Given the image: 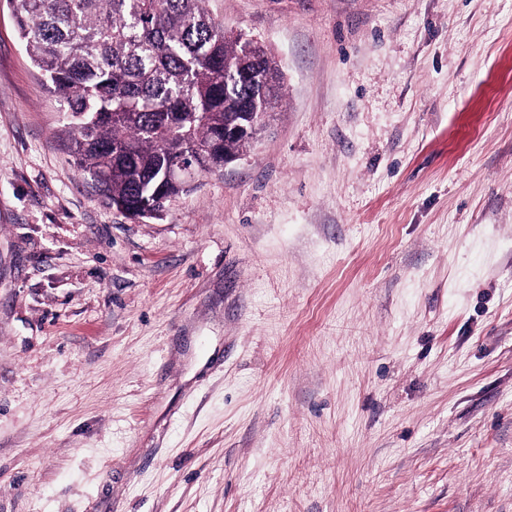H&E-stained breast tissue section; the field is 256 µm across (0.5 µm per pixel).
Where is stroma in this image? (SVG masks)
I'll return each instance as SVG.
<instances>
[{"label":"stroma","instance_id":"35a3bbf8","mask_svg":"<svg viewBox=\"0 0 512 512\" xmlns=\"http://www.w3.org/2000/svg\"><path fill=\"white\" fill-rule=\"evenodd\" d=\"M284 97L117 211L0 0V512H512V0H208Z\"/></svg>","mask_w":512,"mask_h":512}]
</instances>
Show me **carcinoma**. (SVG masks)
I'll list each match as a JSON object with an SVG mask.
<instances>
[{
  "label": "carcinoma",
  "instance_id": "obj_1",
  "mask_svg": "<svg viewBox=\"0 0 512 512\" xmlns=\"http://www.w3.org/2000/svg\"><path fill=\"white\" fill-rule=\"evenodd\" d=\"M18 36L62 106L78 172L115 207L162 211L191 187L166 178L182 154L197 175L253 141L224 138L239 113L282 97L279 64L230 35L206 0H9Z\"/></svg>",
  "mask_w": 512,
  "mask_h": 512
}]
</instances>
